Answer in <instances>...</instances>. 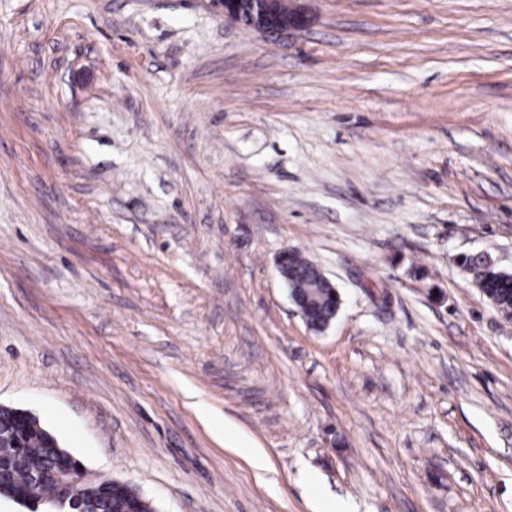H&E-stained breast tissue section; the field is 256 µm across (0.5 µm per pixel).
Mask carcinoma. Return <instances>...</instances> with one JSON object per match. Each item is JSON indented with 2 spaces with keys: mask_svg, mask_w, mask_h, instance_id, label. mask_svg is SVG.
I'll use <instances>...</instances> for the list:
<instances>
[{
  "mask_svg": "<svg viewBox=\"0 0 512 512\" xmlns=\"http://www.w3.org/2000/svg\"><path fill=\"white\" fill-rule=\"evenodd\" d=\"M470 275L472 285L487 298L508 322L512 321V272L500 269L492 258L470 255L461 259ZM288 288L295 305L304 320L314 328L327 324L340 307L339 293L330 287L320 288L315 296L308 295L307 284L316 279L319 269L296 251L288 254ZM0 427L15 431L21 429L22 447L14 443H0V482L18 490L30 503L43 500L65 503L67 512H147L146 500L127 486L93 489L76 500L67 497L65 491L48 476L59 463L76 467L74 459L62 460L57 448L35 426H19L18 416L0 412Z\"/></svg>",
  "mask_w": 512,
  "mask_h": 512,
  "instance_id": "cac0c4a2",
  "label": "carcinoma"
}]
</instances>
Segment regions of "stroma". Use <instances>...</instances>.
<instances>
[{
    "instance_id": "obj_1",
    "label": "stroma",
    "mask_w": 512,
    "mask_h": 512,
    "mask_svg": "<svg viewBox=\"0 0 512 512\" xmlns=\"http://www.w3.org/2000/svg\"><path fill=\"white\" fill-rule=\"evenodd\" d=\"M291 5L0 0V404L157 512H512V0ZM259 3L260 6V17L259 21H254L248 26H251L261 32L272 33L271 31H277L276 34H288L291 31L299 30L307 26L308 19L301 12H290L288 13V24L282 23V27L276 30L270 29L264 25V19L267 15L271 14L277 16L280 13L281 0H248L247 3L254 4ZM288 288L290 297L295 305L301 310L304 320L314 329L327 324L340 307V297L336 286L327 278L325 282L331 286L317 289L315 297L308 296L307 284L316 279L319 272L318 267L307 258L296 251L288 254ZM461 264L470 275L472 285L487 298L508 322L512 321V272L500 269L492 258L464 256Z\"/></svg>"
}]
</instances>
